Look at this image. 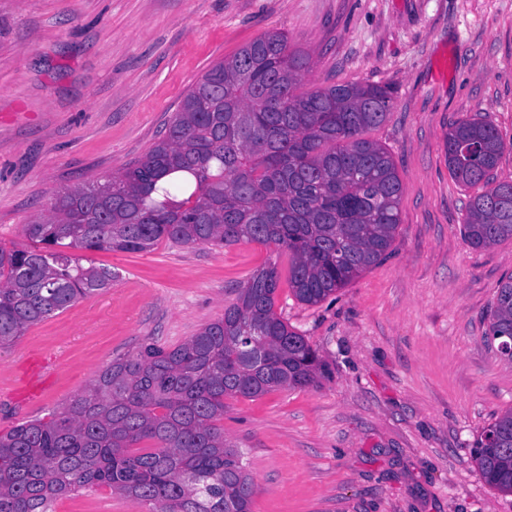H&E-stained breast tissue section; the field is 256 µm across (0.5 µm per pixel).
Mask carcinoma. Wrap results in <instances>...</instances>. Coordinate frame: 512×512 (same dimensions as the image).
<instances>
[{
  "label": "carcinoma",
  "instance_id": "carcinoma-1",
  "mask_svg": "<svg viewBox=\"0 0 512 512\" xmlns=\"http://www.w3.org/2000/svg\"><path fill=\"white\" fill-rule=\"evenodd\" d=\"M312 66L267 32L210 66L166 133L132 165L54 194L24 225L31 245L0 247V349L31 325L112 284V271L52 247L145 252L159 242L285 249L288 288L317 305L376 264L400 224V179L379 143L392 94L375 84L297 92ZM504 143L482 120L453 123L448 170L482 192L466 204L475 249L512 239ZM276 265L257 269L224 315L171 347L112 360L48 420L0 434V512H51L78 489L107 486L150 512H250L255 484L217 422L224 399L301 389L323 374L315 349L277 314ZM512 337V276L500 282L488 341ZM149 440L154 448L137 450ZM486 482L512 494V409L477 438Z\"/></svg>",
  "mask_w": 512,
  "mask_h": 512
}]
</instances>
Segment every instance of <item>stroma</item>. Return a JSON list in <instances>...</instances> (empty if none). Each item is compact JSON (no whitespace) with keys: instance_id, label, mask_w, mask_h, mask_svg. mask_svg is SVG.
Returning a JSON list of instances; mask_svg holds the SVG:
<instances>
[{"instance_id":"obj_1","label":"stroma","mask_w":512,"mask_h":512,"mask_svg":"<svg viewBox=\"0 0 512 512\" xmlns=\"http://www.w3.org/2000/svg\"><path fill=\"white\" fill-rule=\"evenodd\" d=\"M314 66L302 87H391L367 133L401 180L386 255L321 303L280 286L275 309L325 366L320 383L229 398L220 422L255 483L252 512H512L473 459L512 408V363L485 335L512 240L472 249L461 235L476 190L448 173L450 124L481 119L512 181V0H0V246L55 191L141 158L209 66L266 32ZM110 288L30 326L0 351V432L48 414L113 359L173 346L221 317L266 262L288 253L160 242L86 251ZM53 512H140L101 486Z\"/></svg>"}]
</instances>
